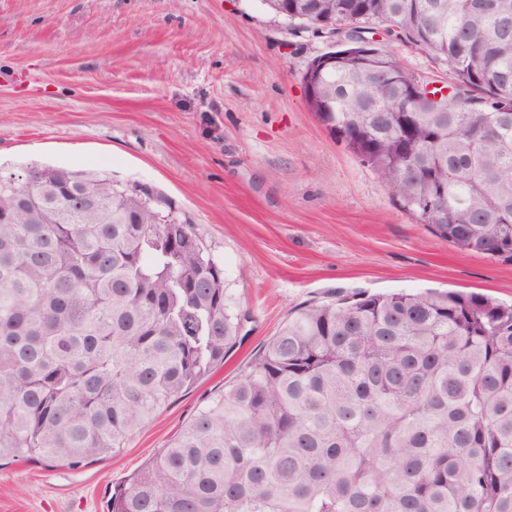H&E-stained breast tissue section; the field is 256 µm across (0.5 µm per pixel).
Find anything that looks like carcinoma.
I'll return each mask as SVG.
<instances>
[{
	"label": "carcinoma",
	"instance_id": "obj_1",
	"mask_svg": "<svg viewBox=\"0 0 512 512\" xmlns=\"http://www.w3.org/2000/svg\"><path fill=\"white\" fill-rule=\"evenodd\" d=\"M383 27L307 99L456 248L512 258V10L500 0H263ZM409 43L454 82L408 103ZM224 268L147 187L0 176V461L79 468L125 447L243 339ZM109 512H512V305L359 294L297 310L231 389L112 492Z\"/></svg>",
	"mask_w": 512,
	"mask_h": 512
}]
</instances>
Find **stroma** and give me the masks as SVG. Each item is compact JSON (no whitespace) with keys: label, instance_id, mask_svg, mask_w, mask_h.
I'll list each match as a JSON object with an SVG mask.
<instances>
[{"label":"stroma","instance_id":"35a3bbf8","mask_svg":"<svg viewBox=\"0 0 512 512\" xmlns=\"http://www.w3.org/2000/svg\"><path fill=\"white\" fill-rule=\"evenodd\" d=\"M328 40L261 0H0V172H105L186 216L248 316L221 367L119 453L0 462V512H108L137 471L259 358L294 309L356 293L479 292L512 304V259L463 252L322 126L302 75ZM394 50L423 81L447 65Z\"/></svg>","mask_w":512,"mask_h":512}]
</instances>
